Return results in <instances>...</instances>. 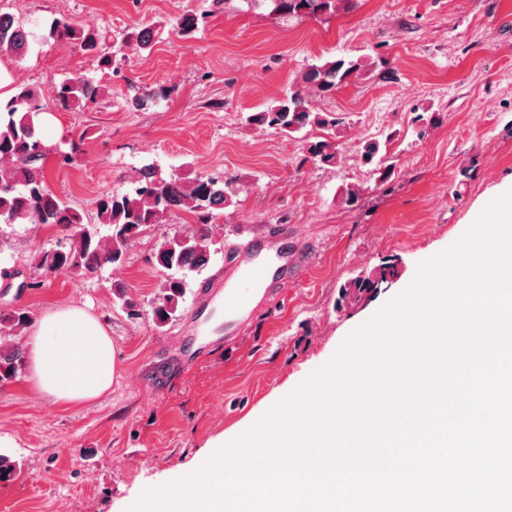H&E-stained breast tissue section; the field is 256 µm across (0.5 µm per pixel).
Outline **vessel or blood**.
Wrapping results in <instances>:
<instances>
[{"mask_svg":"<svg viewBox=\"0 0 512 512\" xmlns=\"http://www.w3.org/2000/svg\"><path fill=\"white\" fill-rule=\"evenodd\" d=\"M253 255L249 260H241L239 252H232L231 262L240 263V280L234 287L225 289L222 305L226 316L243 321L250 307V300L255 289L266 285L270 277L288 262V251L276 248L269 251L261 246H253Z\"/></svg>","mask_w":512,"mask_h":512,"instance_id":"b4317fda","label":"vessel or blood"}]
</instances>
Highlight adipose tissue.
<instances>
[{
    "instance_id": "ef3b65f1",
    "label": "adipose tissue",
    "mask_w": 512,
    "mask_h": 512,
    "mask_svg": "<svg viewBox=\"0 0 512 512\" xmlns=\"http://www.w3.org/2000/svg\"><path fill=\"white\" fill-rule=\"evenodd\" d=\"M28 359L35 389L64 406L102 397L117 365L107 328L74 304L56 306L33 324Z\"/></svg>"
}]
</instances>
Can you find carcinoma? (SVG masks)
Listing matches in <instances>:
<instances>
[{
	"label": "carcinoma",
	"instance_id": "obj_1",
	"mask_svg": "<svg viewBox=\"0 0 512 512\" xmlns=\"http://www.w3.org/2000/svg\"><path fill=\"white\" fill-rule=\"evenodd\" d=\"M250 6H268L270 13L281 17L330 18L348 8L350 0H246ZM210 11H185L176 21L174 30L189 36L206 22ZM43 41L77 43L89 52L99 48L100 37L75 27L65 18H54L45 27ZM158 34L150 26L127 35L125 44L132 42L143 51L152 50ZM28 49L27 33L15 22L13 15L0 12V56L23 54ZM370 57L339 56L322 63H313L302 72L299 87L288 91L247 115L249 126L270 130L276 134L294 136L307 129L332 130L342 123L334 112H316L311 108L309 92L329 95L365 73ZM104 90L100 81L89 76H74L63 80L56 90V100L66 110L96 101ZM36 90L19 86L8 101L0 104V224H37L59 227L68 232V246L40 253L37 268L63 271L78 268L97 270L109 263L121 261L127 248L148 228L161 223L174 209L191 213L195 229L186 236L173 237L156 254L157 263L179 272L167 277L161 285L152 308L156 326L176 318L180 301L186 293L183 274L199 272L210 261L209 226L214 211L233 203L235 189L218 173H208L184 182L166 179L153 164L136 169L130 187L121 193L98 200L99 224L108 228L105 234L91 233L80 212L54 195L48 188L45 159L47 148L40 135ZM385 141L367 140L359 150L360 161L373 167L379 181L386 182L394 172L388 162ZM307 153L313 162L331 166L339 158L332 139L307 141ZM396 274L395 266L382 263L363 269L342 286L344 297L360 302L368 292ZM31 317L24 309L0 313V387L17 379L24 366V351L16 337L29 326Z\"/></svg>",
	"mask_w": 512,
	"mask_h": 512
}]
</instances>
